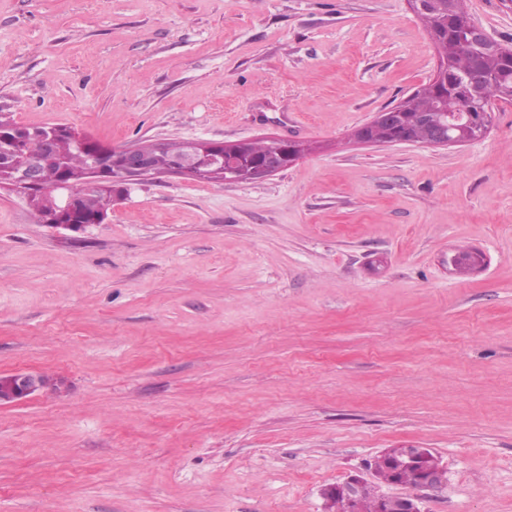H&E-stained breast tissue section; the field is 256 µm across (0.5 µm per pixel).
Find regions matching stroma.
Masks as SVG:
<instances>
[{
	"label": "stroma",
	"mask_w": 512,
	"mask_h": 512,
	"mask_svg": "<svg viewBox=\"0 0 512 512\" xmlns=\"http://www.w3.org/2000/svg\"><path fill=\"white\" fill-rule=\"evenodd\" d=\"M465 8L512 43L507 0ZM436 69L409 0H0L18 125L307 147L66 235L0 190V374L50 381L0 406V512H325L402 446L448 471L423 512H512V104L463 145L352 139Z\"/></svg>",
	"instance_id": "1"
}]
</instances>
